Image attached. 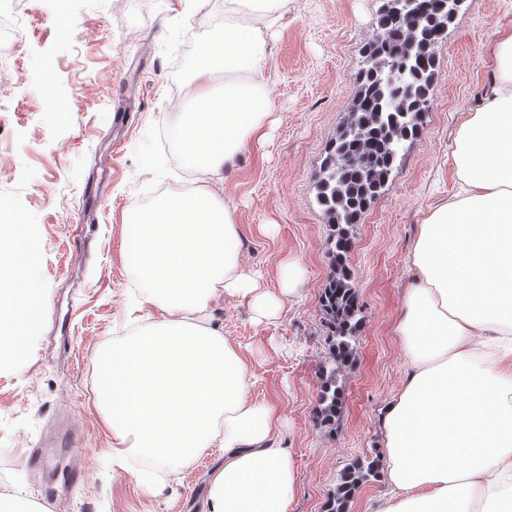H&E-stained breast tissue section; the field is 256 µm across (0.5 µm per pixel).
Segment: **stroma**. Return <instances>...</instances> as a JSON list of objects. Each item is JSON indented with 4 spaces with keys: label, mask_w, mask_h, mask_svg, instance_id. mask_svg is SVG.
Listing matches in <instances>:
<instances>
[{
    "label": "stroma",
    "mask_w": 512,
    "mask_h": 512,
    "mask_svg": "<svg viewBox=\"0 0 512 512\" xmlns=\"http://www.w3.org/2000/svg\"><path fill=\"white\" fill-rule=\"evenodd\" d=\"M58 0H25L27 40L16 68L0 70V199L10 198L36 260L25 281L46 306L27 355L0 362V495L17 494L30 512H205L207 480L224 460L200 456L159 495L137 486L105 454L112 432L96 400L99 351L133 331L136 281L123 262L120 225L127 208L184 189L177 150L165 135L194 107L187 86L204 47L224 31V0H69L76 26L60 36ZM383 0H285L269 13L264 80L274 104L265 141L242 153L223 178L196 172V189L223 195L242 226V261L277 289L284 259L300 276L276 315L216 295L211 327L250 353L253 400L278 408V438L297 466L293 512H324L340 473L382 460L381 415L404 380L394 326L407 260L428 209L455 195L448 164L465 114L492 88L489 54L499 27L512 24V0H463L437 49L428 112L384 194L354 229L349 266L362 306L356 360L337 373L342 404L331 426L316 418L321 368L329 361L320 309L331 229L314 181L347 118L363 68V48ZM68 102L60 123L44 109L46 88ZM127 103L133 122L114 125ZM70 422L97 456L69 482L56 475L80 464L59 455L47 469L29 456L55 425Z\"/></svg>",
    "instance_id": "stroma-1"
}]
</instances>
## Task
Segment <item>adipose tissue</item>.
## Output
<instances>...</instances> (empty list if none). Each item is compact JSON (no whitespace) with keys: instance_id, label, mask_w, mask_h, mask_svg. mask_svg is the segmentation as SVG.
I'll return each instance as SVG.
<instances>
[{"instance_id":"ef3b65f1","label":"adipose tissue","mask_w":512,"mask_h":512,"mask_svg":"<svg viewBox=\"0 0 512 512\" xmlns=\"http://www.w3.org/2000/svg\"><path fill=\"white\" fill-rule=\"evenodd\" d=\"M252 28L225 30L193 73L212 118L187 145L201 169L222 176L258 143L273 108ZM494 91L463 121L451 153L461 194L438 203L418 228L411 277L395 326L405 380L383 416L386 492L376 512H512V26L490 53ZM246 72L212 101L216 69ZM140 308L151 320L113 343L97 363L98 398L112 428V461L153 490L198 455L220 448L208 512H292L296 464L276 446L282 415L252 400L247 353L210 330L216 293L276 314L293 291L263 288L241 260V227L221 195L174 192L129 210L122 242Z\"/></svg>"}]
</instances>
